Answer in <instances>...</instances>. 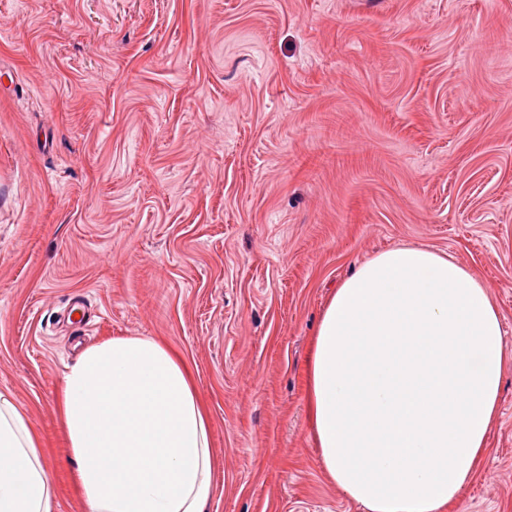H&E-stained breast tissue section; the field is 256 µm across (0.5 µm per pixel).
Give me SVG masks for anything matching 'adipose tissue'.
Returning <instances> with one entry per match:
<instances>
[{"mask_svg":"<svg viewBox=\"0 0 512 512\" xmlns=\"http://www.w3.org/2000/svg\"><path fill=\"white\" fill-rule=\"evenodd\" d=\"M511 366L487 282L426 248L374 255L328 299L310 356L328 479L364 512H442L488 448ZM58 405L85 512H204L217 487L211 420L167 344L87 348ZM54 497L37 435L0 392V512H51Z\"/></svg>","mask_w":512,"mask_h":512,"instance_id":"ef3b65f1","label":"adipose tissue"}]
</instances>
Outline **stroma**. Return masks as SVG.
Here are the masks:
<instances>
[{"mask_svg":"<svg viewBox=\"0 0 512 512\" xmlns=\"http://www.w3.org/2000/svg\"><path fill=\"white\" fill-rule=\"evenodd\" d=\"M0 392L83 512L57 394L156 338L212 424L207 512H363L307 416L322 309L398 244L492 286L512 354V0H0ZM448 512H512V368Z\"/></svg>","mask_w":512,"mask_h":512,"instance_id":"stroma-1","label":"stroma"}]
</instances>
